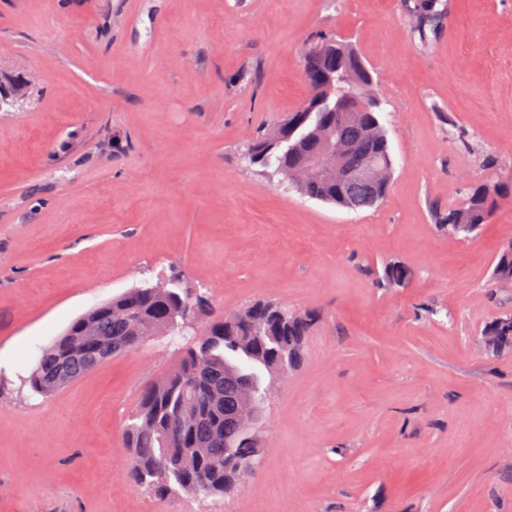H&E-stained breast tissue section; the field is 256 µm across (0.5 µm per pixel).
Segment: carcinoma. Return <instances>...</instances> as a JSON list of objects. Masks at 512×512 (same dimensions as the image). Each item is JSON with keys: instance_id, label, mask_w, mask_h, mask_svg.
I'll use <instances>...</instances> for the list:
<instances>
[{"instance_id": "obj_1", "label": "carcinoma", "mask_w": 512, "mask_h": 512, "mask_svg": "<svg viewBox=\"0 0 512 512\" xmlns=\"http://www.w3.org/2000/svg\"><path fill=\"white\" fill-rule=\"evenodd\" d=\"M411 32L426 47L441 32L449 15L445 0H402ZM303 69L329 76L325 89L308 92L302 112H289L258 130L243 153L270 178L300 168L301 159L326 142L346 149L344 161L354 166L369 156L392 159L385 128L379 120L382 101L361 109L356 121L337 112L338 102L350 100L359 86L378 82L355 46L333 35L315 42L303 54ZM389 183L344 185L304 177L295 189L301 195L348 209L382 202ZM466 203L443 210L433 207L436 224L471 234L490 222L499 191L494 186L466 188ZM493 283H512V243L497 255ZM383 279L402 288L410 271L399 262L385 266ZM205 293L192 291L186 274L141 286L74 319L46 348L24 380L34 395L48 397L105 362L140 347L165 329L188 337L177 366L141 393L127 430L131 456L129 476L135 487L155 497L181 491L203 497H227L255 476L250 450L257 439L245 431L236 410L246 393L264 394V376L281 365L296 369L315 316L269 301H256L220 318ZM492 336L489 351L512 347V315L486 324Z\"/></svg>"}]
</instances>
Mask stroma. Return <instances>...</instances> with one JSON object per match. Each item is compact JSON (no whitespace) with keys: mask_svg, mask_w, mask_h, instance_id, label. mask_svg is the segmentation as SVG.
<instances>
[{"mask_svg":"<svg viewBox=\"0 0 512 512\" xmlns=\"http://www.w3.org/2000/svg\"><path fill=\"white\" fill-rule=\"evenodd\" d=\"M429 47L400 0H0V512H512V0H450ZM350 39L381 79L394 160L380 205L288 192L241 159L306 94L301 54ZM499 188L480 232L431 203ZM412 272L381 287L387 262ZM215 315L318 314L268 397L258 476L226 499L141 493L124 428L179 350L154 336L53 396L23 388L72 320L170 266ZM493 283L501 286L512 283V243L504 246L497 255L492 271ZM505 320H509L505 322ZM482 332L488 333V336H497L489 343L491 353H501L507 348L512 347V315H501L494 318L486 324Z\"/></svg>","mask_w":512,"mask_h":512,"instance_id":"stroma-1","label":"stroma"}]
</instances>
